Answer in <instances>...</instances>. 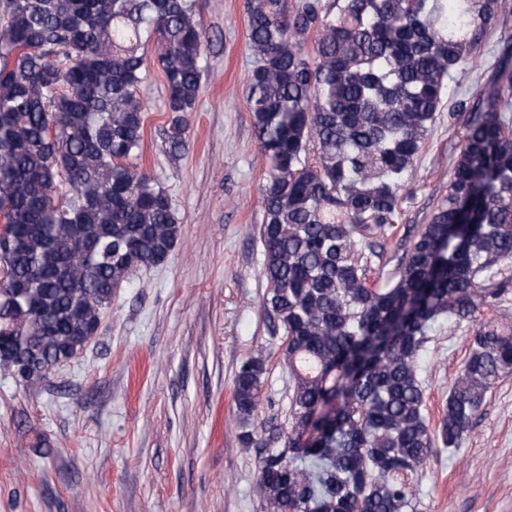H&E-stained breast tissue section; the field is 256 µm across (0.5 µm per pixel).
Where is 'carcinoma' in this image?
I'll return each mask as SVG.
<instances>
[{"mask_svg":"<svg viewBox=\"0 0 512 512\" xmlns=\"http://www.w3.org/2000/svg\"><path fill=\"white\" fill-rule=\"evenodd\" d=\"M247 106L266 184L262 306L282 330L288 428L257 430L264 359L242 362L233 402L260 448L259 512H409L433 448H457L512 372V71L492 69L464 124L446 194L391 275L365 241L395 223L451 83L509 0H245ZM0 363L37 384L81 355L137 268L180 234L138 167L136 89L159 47L185 142L205 34L194 0H0ZM475 326L437 428L420 361L442 321Z\"/></svg>","mask_w":512,"mask_h":512,"instance_id":"carcinoma-1","label":"carcinoma"}]
</instances>
